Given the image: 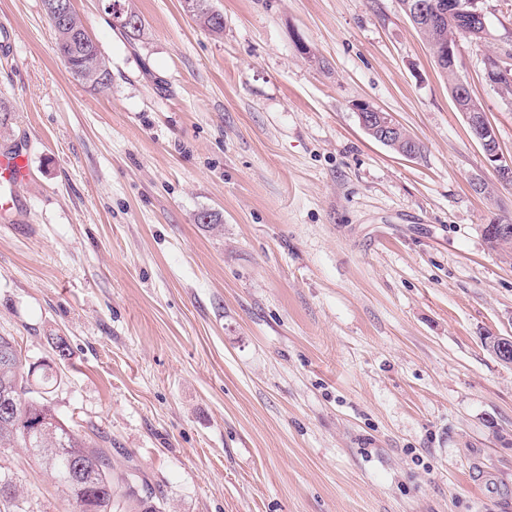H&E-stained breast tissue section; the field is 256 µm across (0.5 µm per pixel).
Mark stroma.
I'll return each mask as SVG.
<instances>
[{
    "label": "stroma",
    "mask_w": 512,
    "mask_h": 512,
    "mask_svg": "<svg viewBox=\"0 0 512 512\" xmlns=\"http://www.w3.org/2000/svg\"><path fill=\"white\" fill-rule=\"evenodd\" d=\"M130 4L134 41L74 0L112 74L94 89L41 0H0V151L31 160L0 335L58 372L57 414L161 512H512V365L485 346L512 335V246L483 234L512 187L398 0H213L220 38L182 0ZM481 6L456 74L512 158L486 70L512 0ZM360 103L421 153L367 136ZM0 470L29 512H69L24 449Z\"/></svg>",
    "instance_id": "1"
}]
</instances>
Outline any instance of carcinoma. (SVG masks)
I'll use <instances>...</instances> for the list:
<instances>
[{"instance_id": "obj_1", "label": "carcinoma", "mask_w": 512, "mask_h": 512, "mask_svg": "<svg viewBox=\"0 0 512 512\" xmlns=\"http://www.w3.org/2000/svg\"><path fill=\"white\" fill-rule=\"evenodd\" d=\"M212 9L210 0H183V11L192 13L196 25L219 38L224 35V23L211 14ZM46 17L57 53L74 69L71 76L94 88L107 86L112 79L108 62L97 43L84 34L75 11L68 10L67 33L57 16L48 13ZM461 27L459 19L451 16L444 27L421 32L436 64H441L442 42L460 32ZM3 351L11 352L13 363L7 367L0 363V401L10 398L16 414L9 419L0 415V448H24L35 459L58 467L62 473H74L77 486L64 482L62 487L69 505L79 512H113L120 508L114 484L126 478L114 476L107 450L87 441L61 419L48 399L58 382L57 373L48 365L25 368L22 352L10 336H0V352ZM17 497L14 482L0 481V507L4 512L22 510ZM125 499L129 502L127 512H157L151 495L144 497L129 487Z\"/></svg>"}]
</instances>
